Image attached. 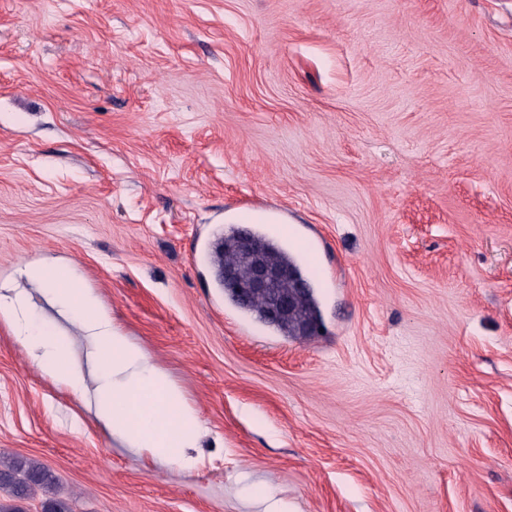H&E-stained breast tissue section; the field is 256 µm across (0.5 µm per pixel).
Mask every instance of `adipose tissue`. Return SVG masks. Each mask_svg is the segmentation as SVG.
I'll return each mask as SVG.
<instances>
[{"mask_svg": "<svg viewBox=\"0 0 512 512\" xmlns=\"http://www.w3.org/2000/svg\"><path fill=\"white\" fill-rule=\"evenodd\" d=\"M26 275L62 315L80 325L87 361L71 359L66 337L43 332L27 293L11 288L0 293V320L32 359L58 384L88 396L97 420L129 447L192 469L187 450L203 430L198 410L102 310L91 289L48 267H27ZM90 375L98 382L92 392L86 384Z\"/></svg>", "mask_w": 512, "mask_h": 512, "instance_id": "adipose-tissue-1", "label": "adipose tissue"}]
</instances>
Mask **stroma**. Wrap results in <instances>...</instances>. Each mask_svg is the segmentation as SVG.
<instances>
[{"mask_svg": "<svg viewBox=\"0 0 512 512\" xmlns=\"http://www.w3.org/2000/svg\"><path fill=\"white\" fill-rule=\"evenodd\" d=\"M251 218L318 336L224 294ZM69 269L182 389L192 471L0 323V453L74 512H512V0H0V289ZM247 232V231H246ZM252 234L247 232L252 239V246L255 248L258 256L267 259L275 263L288 264L292 266L300 275V280L303 282V291H297L295 283L290 282L284 287V290L288 293H292L297 303V315L298 317L304 318H319L321 321V314L318 306V302L314 295L313 285L311 280L307 277L306 280L303 273L296 263V261L283 250L278 243L272 239H266L265 237L252 231Z\"/></svg>", "mask_w": 512, "mask_h": 512, "instance_id": "1", "label": "stroma"}]
</instances>
